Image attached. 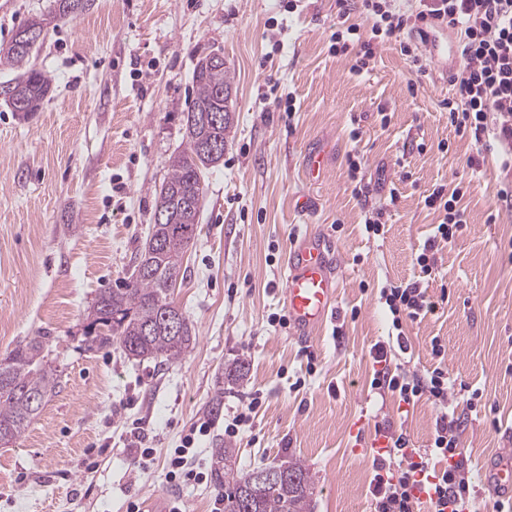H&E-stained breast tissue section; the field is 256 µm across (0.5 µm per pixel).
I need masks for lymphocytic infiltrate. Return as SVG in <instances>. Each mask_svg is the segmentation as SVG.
Returning a JSON list of instances; mask_svg holds the SVG:
<instances>
[{
  "label": "lymphocytic infiltrate",
  "instance_id": "lymphocytic-infiltrate-1",
  "mask_svg": "<svg viewBox=\"0 0 512 512\" xmlns=\"http://www.w3.org/2000/svg\"><path fill=\"white\" fill-rule=\"evenodd\" d=\"M395 2L362 0L374 18L370 36H363L357 25H348L345 31L332 33L330 52L354 55V69L360 72L374 56L376 44L398 40L403 54L412 60L410 86L415 89L430 76V41L444 30L456 34L458 56L451 69L453 95L448 100V122L474 147L471 169H479L490 152L503 171L512 173V0H415L407 11L397 9ZM466 191L463 185L449 193L438 187L426 196V206L443 211L444 218L416 257L422 274L432 272L439 246L462 234L467 220L460 200ZM378 301L391 321L396 342H379L372 347V390L408 406L430 401L439 413L432 443L425 451L414 448L406 433L391 422L376 424L375 438L383 448L373 457V512H413L423 497L432 512H475V491L468 466L460 457L463 420L448 404L454 381L438 365L419 375L391 364L392 348H407L405 323L423 320L436 311L437 304L417 280L385 283ZM210 431V423L201 422L183 437L179 448L170 450L167 477L171 483L207 482V474L197 470L191 460L197 441Z\"/></svg>",
  "mask_w": 512,
  "mask_h": 512
}]
</instances>
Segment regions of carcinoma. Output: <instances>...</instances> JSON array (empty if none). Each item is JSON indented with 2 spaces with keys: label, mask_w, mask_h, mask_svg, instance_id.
Here are the masks:
<instances>
[{
  "label": "carcinoma",
  "mask_w": 512,
  "mask_h": 512,
  "mask_svg": "<svg viewBox=\"0 0 512 512\" xmlns=\"http://www.w3.org/2000/svg\"><path fill=\"white\" fill-rule=\"evenodd\" d=\"M83 0H53L51 14L59 19L75 16ZM43 20L34 18L19 29L0 50V63L18 71L6 82L11 95L4 103L11 111H38L52 88L46 73L27 67L30 55L43 41ZM193 97L183 113L185 147L168 161V174L155 189L154 222L137 251L131 277L117 288L100 292L89 313L87 347L91 350L116 343L127 357L179 362L196 342L188 317L171 299L173 285L184 277L183 260L199 234L198 215L204 200L203 173L224 159L234 122V100L228 67L211 55L202 56L193 71ZM223 113V122L206 125L203 114ZM180 329L169 330L167 318ZM59 384V374L44 355L41 337L18 344L0 359V443L25 433L45 399ZM216 480L224 486V512H312L314 483L310 470L297 459L270 463L288 478L259 484L255 469L235 467L234 448L213 449Z\"/></svg>",
  "instance_id": "carcinoma-1"
}]
</instances>
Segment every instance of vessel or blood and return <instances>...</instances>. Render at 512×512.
Instances as JSON below:
<instances>
[{
  "label": "vessel or blood",
  "mask_w": 512,
  "mask_h": 512,
  "mask_svg": "<svg viewBox=\"0 0 512 512\" xmlns=\"http://www.w3.org/2000/svg\"><path fill=\"white\" fill-rule=\"evenodd\" d=\"M332 252V242L318 231L289 247L285 296L298 335H308L328 319L339 284ZM487 472L499 497L512 499V451L503 452Z\"/></svg>",
  "instance_id": "vessel-or-blood-1"
}]
</instances>
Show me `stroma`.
I'll use <instances>...</instances> for the list:
<instances>
[{
    "mask_svg": "<svg viewBox=\"0 0 512 512\" xmlns=\"http://www.w3.org/2000/svg\"><path fill=\"white\" fill-rule=\"evenodd\" d=\"M51 4L0 0V48ZM346 24L366 32L372 20L358 4L340 15L336 0H88L73 20L48 24L30 59L52 78L36 119L19 122L0 103V358L44 337L60 383L25 433L0 445V512H126L129 501L159 498L213 512L218 486H172L165 463L207 420L211 433L193 458L205 472L219 443L237 449L242 470L296 458L313 476V512H372L375 424L393 422L421 449L434 433L431 402L402 410L370 388V350L390 326L376 290L417 279L440 304L406 325L408 349L392 362L426 373L437 336L450 379L481 389L482 406L463 412L460 450L479 512H491L496 496L478 466L512 445V264L502 257L512 212L497 200L505 175L491 161L477 174L469 168L471 145L443 106L452 95L447 60L432 61L415 92L410 59L393 40L354 72L352 58L329 51ZM211 52L223 54L233 80L232 140L204 176L200 232L171 292L197 343L166 365L88 349V310L131 272L155 189L185 146L194 66ZM287 104L293 116L282 113ZM312 149L328 162L310 185L303 165ZM353 155L365 198L348 176ZM461 182L470 186L467 226L420 277L415 256L443 218L424 197ZM303 193L317 200L314 215L294 210ZM381 208L385 233L367 236L364 222ZM312 230L336 244L340 337L329 325L301 337L268 321L285 308L288 249ZM303 347L316 356L315 373ZM237 359L245 375L231 385L224 370ZM299 378L305 384L293 390ZM255 394L262 404L252 420L225 436V418ZM136 420L156 450L142 470L131 464Z\"/></svg>",
    "mask_w": 512,
    "mask_h": 512,
    "instance_id": "stroma-1",
    "label": "stroma"
}]
</instances>
